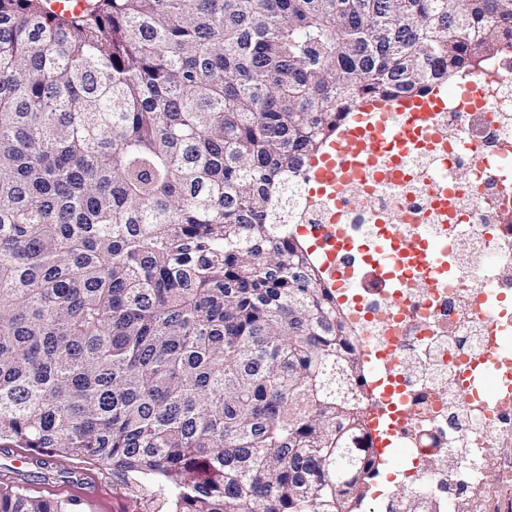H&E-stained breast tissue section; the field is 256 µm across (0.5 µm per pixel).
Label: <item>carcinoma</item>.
<instances>
[{
	"mask_svg": "<svg viewBox=\"0 0 512 512\" xmlns=\"http://www.w3.org/2000/svg\"><path fill=\"white\" fill-rule=\"evenodd\" d=\"M506 43L512 0H0V448L168 512H362L366 366L291 204L361 106Z\"/></svg>",
	"mask_w": 512,
	"mask_h": 512,
	"instance_id": "carcinoma-1",
	"label": "carcinoma"
}]
</instances>
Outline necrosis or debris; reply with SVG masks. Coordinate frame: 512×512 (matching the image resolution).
Instances as JSON below:
<instances>
[{
    "label": "necrosis or debris",
    "mask_w": 512,
    "mask_h": 512,
    "mask_svg": "<svg viewBox=\"0 0 512 512\" xmlns=\"http://www.w3.org/2000/svg\"><path fill=\"white\" fill-rule=\"evenodd\" d=\"M471 81L469 105L449 102L431 120L441 142L385 148L402 156L400 175L348 183L339 207L303 198L292 216L340 225L351 242L337 262L355 285L338 294L360 347L391 362L396 441L410 465L401 484L425 488L426 512H512V368L497 370L494 392L479 382L491 352H512V48ZM440 170L452 188L445 207ZM427 230L450 252L435 266L423 257ZM382 238L403 246L400 267L365 259Z\"/></svg>",
    "instance_id": "obj_1"
}]
</instances>
